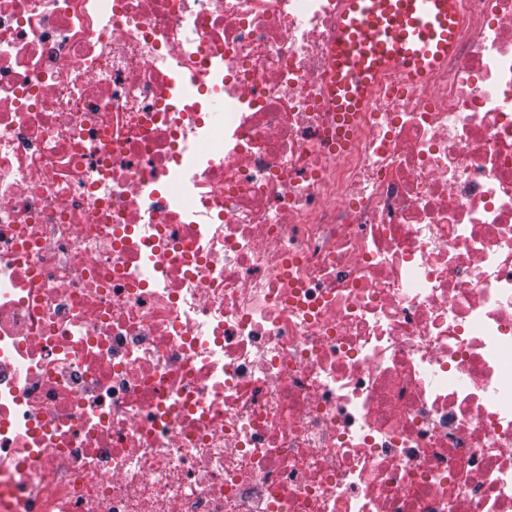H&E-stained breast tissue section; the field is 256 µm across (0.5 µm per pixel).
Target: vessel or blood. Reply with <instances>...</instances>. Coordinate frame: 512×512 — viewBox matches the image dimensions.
Listing matches in <instances>:
<instances>
[{"instance_id":"b4317fda","label":"vessel or blood","mask_w":512,"mask_h":512,"mask_svg":"<svg viewBox=\"0 0 512 512\" xmlns=\"http://www.w3.org/2000/svg\"><path fill=\"white\" fill-rule=\"evenodd\" d=\"M459 39L455 0H347L334 50L336 109L359 111L386 68L432 79Z\"/></svg>"}]
</instances>
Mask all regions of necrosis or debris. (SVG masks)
Returning a JSON list of instances; mask_svg holds the SVG:
<instances>
[{
    "instance_id": "obj_1",
    "label": "necrosis or debris",
    "mask_w": 512,
    "mask_h": 512,
    "mask_svg": "<svg viewBox=\"0 0 512 512\" xmlns=\"http://www.w3.org/2000/svg\"><path fill=\"white\" fill-rule=\"evenodd\" d=\"M344 4L0 0V512H512V0ZM334 50L337 112H359L387 67L432 79L458 39L455 0H348Z\"/></svg>"
}]
</instances>
